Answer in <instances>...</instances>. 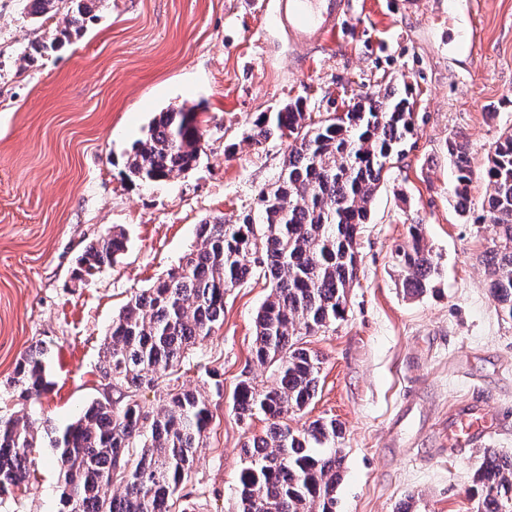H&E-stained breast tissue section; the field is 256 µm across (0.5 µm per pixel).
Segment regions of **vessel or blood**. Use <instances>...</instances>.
Listing matches in <instances>:
<instances>
[{"label": "vessel or blood", "mask_w": 512, "mask_h": 512, "mask_svg": "<svg viewBox=\"0 0 512 512\" xmlns=\"http://www.w3.org/2000/svg\"><path fill=\"white\" fill-rule=\"evenodd\" d=\"M349 17L348 0H276L275 18L288 30L290 41L312 48L338 33ZM494 435L482 402H470L450 423L453 446L488 445Z\"/></svg>", "instance_id": "obj_1"}]
</instances>
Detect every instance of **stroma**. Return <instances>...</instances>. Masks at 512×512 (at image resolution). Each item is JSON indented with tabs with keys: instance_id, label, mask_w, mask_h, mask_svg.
<instances>
[{
	"instance_id": "stroma-1",
	"label": "stroma",
	"mask_w": 512,
	"mask_h": 512,
	"mask_svg": "<svg viewBox=\"0 0 512 512\" xmlns=\"http://www.w3.org/2000/svg\"><path fill=\"white\" fill-rule=\"evenodd\" d=\"M338 35L295 48L271 18L274 0H91L83 31L34 63L28 43L59 18L0 0V417L28 413L70 423L100 392L98 364L112 318L197 244L209 216L236 220L277 177L288 144L241 134L261 112L306 98L332 112L357 93L411 88L414 131L378 190L359 238L358 284L335 329L307 337L322 359L318 393L293 426L335 417L346 459L337 512H471L466 491L482 451L448 443V413L487 399L493 446L512 455V322L487 288L482 254L491 225L462 218L445 149L469 145L473 202L488 151L512 131V0H349ZM477 26L473 50L449 48L448 27ZM201 105L196 165L151 184L125 163L157 112ZM440 256V291L411 299L391 262L410 225ZM123 230L127 249L94 275L77 274L92 242ZM265 282L224 298V323L197 345L182 381L204 385L214 419L185 483L196 512H235L242 448L267 423H240L233 394L252 357ZM35 344L50 355V390L28 402L6 394L17 360ZM27 489L0 512H56L57 469L39 434Z\"/></svg>"
}]
</instances>
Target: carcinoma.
<instances>
[{
	"instance_id": "1",
	"label": "carcinoma",
	"mask_w": 512,
	"mask_h": 512,
	"mask_svg": "<svg viewBox=\"0 0 512 512\" xmlns=\"http://www.w3.org/2000/svg\"><path fill=\"white\" fill-rule=\"evenodd\" d=\"M82 0H29L30 14L64 29L31 44L28 58L56 51L86 22ZM410 89L383 97L357 96L348 112H311L303 98L261 112L246 139L288 140L277 180L257 195L254 208L234 223L203 219L197 245L167 277L135 295L112 318L103 338L100 396L52 440L59 498L57 512H193L192 493L179 494L196 448L213 420L209 398L179 382L178 367L199 341L224 323V295L264 278L269 293L255 317L253 355L272 383L252 377L238 384L233 408L239 421L269 422L265 436L244 444L245 466L236 485V512H337L336 490L345 465L336 447L343 429L334 418L300 428L286 423L314 398L322 361L303 337L344 320L361 261L358 239L377 189L402 144L412 134ZM201 105L168 108L154 118L127 156L128 177L159 182L192 168L203 132ZM455 169L460 215L471 213L473 181L468 145L446 144ZM487 185L474 222L495 236L482 254L485 286L501 316L512 321V133L495 143L482 172ZM126 248L114 232L88 245L78 270L91 275L110 266ZM391 258L413 297L438 292L440 257L413 224ZM45 350L31 347L15 368L8 390L33 400L48 390ZM160 389L161 408L141 406L144 389ZM37 445L35 421L0 417V497L27 487L29 454ZM119 485L123 493L108 496ZM469 500L474 512H512V456L483 451Z\"/></svg>"
}]
</instances>
